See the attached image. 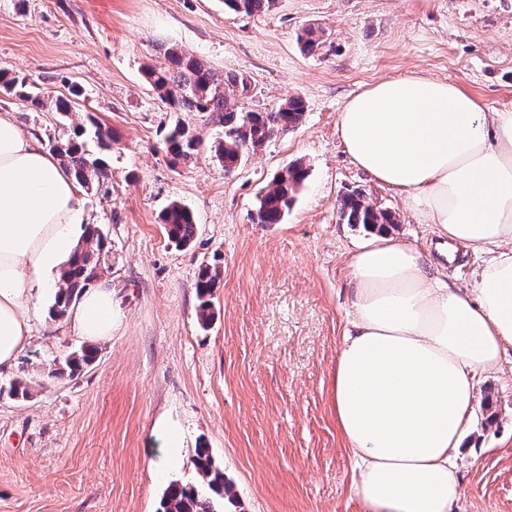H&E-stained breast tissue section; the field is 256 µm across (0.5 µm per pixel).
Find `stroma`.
Masks as SVG:
<instances>
[{"mask_svg":"<svg viewBox=\"0 0 512 512\" xmlns=\"http://www.w3.org/2000/svg\"><path fill=\"white\" fill-rule=\"evenodd\" d=\"M309 25L325 31L314 55L297 41ZM160 44L245 75L254 103L301 97V122L225 174L210 152L217 118L170 111L145 83ZM0 69L48 96L28 112L0 95V113L41 144L58 138L52 102L75 83L84 95L70 124L92 115L116 137L111 195L83 187L78 197L86 226L112 245L118 311L111 339L93 345L75 379L49 375L88 344L51 316L55 288L32 311L27 346L0 370V388L31 383L30 398L0 395V512H157L171 482H196L202 443L242 512H364L331 406L353 300L347 261L368 232L340 221V199L364 190L395 212L392 237L423 253L434 236L350 163L337 116L356 93L413 71L512 108V0H277L261 16L224 0H0ZM178 122L201 147L175 164L163 138ZM295 161L309 176L285 221L252 223L263 188ZM173 200L197 222L183 248L160 222ZM207 265L220 280L204 326L196 282ZM477 391L454 512H512V348ZM163 429L179 448L162 469Z\"/></svg>","mask_w":512,"mask_h":512,"instance_id":"stroma-1","label":"stroma"}]
</instances>
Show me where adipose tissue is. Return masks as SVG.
<instances>
[{
	"label": "adipose tissue",
	"instance_id": "1",
	"mask_svg": "<svg viewBox=\"0 0 512 512\" xmlns=\"http://www.w3.org/2000/svg\"><path fill=\"white\" fill-rule=\"evenodd\" d=\"M336 128L350 162L400 193L442 243L490 255L472 289L449 287L420 251L382 233L348 264L354 315L332 385L355 492L365 512H452L476 379L512 346V109L412 73L350 98ZM82 222L73 176L0 113V369L28 344V311ZM113 322L107 278L70 323L106 340Z\"/></svg>",
	"mask_w": 512,
	"mask_h": 512
}]
</instances>
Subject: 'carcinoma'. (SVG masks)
<instances>
[{"label":"carcinoma","instance_id":"cac0c4a2","mask_svg":"<svg viewBox=\"0 0 512 512\" xmlns=\"http://www.w3.org/2000/svg\"><path fill=\"white\" fill-rule=\"evenodd\" d=\"M224 5L237 13L262 15L274 9L275 0H224ZM299 43L302 51L314 54L324 41L320 30L307 27L300 34ZM162 55L164 63L144 69L145 82L174 112H208L218 117L224 131L211 145V152L226 173L234 172L259 148L294 129L302 120L305 104L299 96L290 97L277 107L260 106L253 103L251 84L245 76L216 71L174 48L162 49ZM0 93L22 101L30 112L41 111L45 106L44 97L36 86L5 70L0 71ZM231 99L236 104L229 105ZM165 143L175 163L186 160L201 146L199 139L178 124L168 130ZM51 150L78 184L97 191L108 187L107 156L112 150V137L93 116H87L86 124L74 127ZM306 176L307 171L300 162L277 172L259 198L252 214L253 223H283ZM339 214L340 220L347 224H362L370 229L397 223L391 210L371 205L361 190L342 197ZM161 224L169 240L178 246H187L196 233L192 211L177 200L163 208ZM111 250L103 233L96 229L87 231L72 261L61 273V286L51 309L54 317H64L70 305L109 268ZM219 277V271L209 266L199 272L196 288L203 325L212 319L211 296ZM94 358V351L86 348L70 356L66 360L68 375L78 376ZM194 465L198 484H170L158 512H227L229 507L238 508L224 469L216 464L210 448L203 444L196 448Z\"/></svg>","mask_w":512,"mask_h":512}]
</instances>
